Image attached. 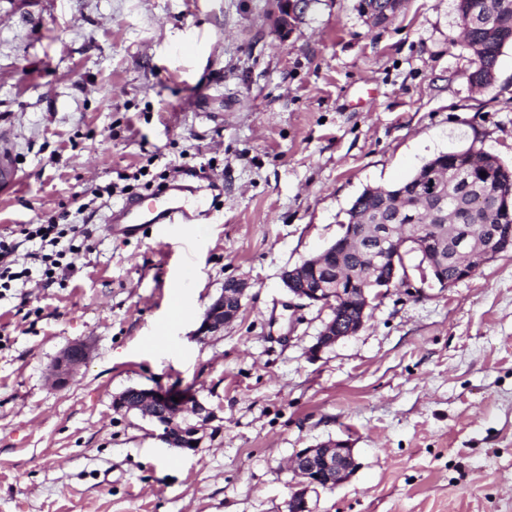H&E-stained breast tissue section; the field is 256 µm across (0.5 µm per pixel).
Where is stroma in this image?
Returning a JSON list of instances; mask_svg holds the SVG:
<instances>
[{"instance_id":"35a3bbf8","label":"stroma","mask_w":512,"mask_h":512,"mask_svg":"<svg viewBox=\"0 0 512 512\" xmlns=\"http://www.w3.org/2000/svg\"><path fill=\"white\" fill-rule=\"evenodd\" d=\"M277 15V0H0V133L20 175L0 236L61 214L92 229L72 273L0 294V512H285L295 450L347 438L357 468L314 512H512V252L449 288L407 255L410 285L315 358L330 312L281 280L364 189L468 148L512 167V44L478 88L455 0H407L378 26L359 0H311L285 39ZM177 165L203 167L223 208L175 239H112L122 198L96 188L140 192ZM229 279L250 284L239 317L197 339ZM176 299L191 315L157 339ZM82 340L89 360L57 386L51 363ZM151 386L214 410L199 448L114 408Z\"/></svg>"}]
</instances>
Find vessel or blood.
Instances as JSON below:
<instances>
[{"label": "vessel or blood", "instance_id": "vessel-or-blood-1", "mask_svg": "<svg viewBox=\"0 0 512 512\" xmlns=\"http://www.w3.org/2000/svg\"><path fill=\"white\" fill-rule=\"evenodd\" d=\"M216 195L173 180L159 194V201L149 205L140 199L125 201L107 217L106 231L116 240L138 236L147 225H156L168 236H179L183 225L195 223L205 213L217 208Z\"/></svg>", "mask_w": 512, "mask_h": 512}]
</instances>
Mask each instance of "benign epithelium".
Returning <instances> with one entry per match:
<instances>
[{"label":"benign epithelium","mask_w":512,"mask_h":512,"mask_svg":"<svg viewBox=\"0 0 512 512\" xmlns=\"http://www.w3.org/2000/svg\"><path fill=\"white\" fill-rule=\"evenodd\" d=\"M306 7V0H279V16L277 28L282 37H287L293 30L296 21ZM401 241L393 240L391 229L379 230L376 234L378 247L384 255L390 257L392 275L390 278L369 279V287L358 289L356 300L361 307L359 316L351 321L343 322L330 316L323 329L311 347L310 354L315 356L324 349L331 347L342 338L356 335L364 326L366 310L370 305V297H378L386 290L396 285L398 279H407L405 264V247L410 245L412 250L422 248L420 229L410 225L400 226ZM336 253V244H331L314 260L291 269L282 274V280L288 291L299 299H304L312 305H321L334 310L336 301L346 298L343 289L336 287L334 280H318L310 285L298 287L299 280L307 274L308 269L318 270L325 259ZM498 252L492 244L481 249H469L464 258L457 263L459 280L470 278V270L474 266H483ZM422 282L432 281L442 288L449 287L439 271V264L434 260L424 261L417 266ZM250 284L242 280H228L220 296L205 310L197 336L206 339L224 332V327L233 322L242 309V301ZM90 355L89 348L84 343H74L66 348L56 360L52 369V378L57 384L69 382L86 363ZM178 401H173V398ZM114 407L118 410H135L142 417L149 418L163 428L161 438L172 448L183 451H194L200 446L202 437L199 436L200 426L188 421L194 416L205 424L214 418V412L208 408L196 394L181 395L175 391L160 386L153 388L132 387L125 390L114 399ZM356 467L351 440H329L309 448H301L294 452L289 468L300 478L297 489L286 501V512H313L309 496L319 490L334 489L343 484Z\"/></svg>","instance_id":"obj_1"}]
</instances>
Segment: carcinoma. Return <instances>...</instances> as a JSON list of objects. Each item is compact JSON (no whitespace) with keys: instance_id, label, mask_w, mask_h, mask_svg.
<instances>
[{"instance_id":"carcinoma-1","label":"carcinoma","mask_w":512,"mask_h":512,"mask_svg":"<svg viewBox=\"0 0 512 512\" xmlns=\"http://www.w3.org/2000/svg\"><path fill=\"white\" fill-rule=\"evenodd\" d=\"M459 21L471 24L470 53L475 69L470 76L497 63L503 36L512 34V0H455ZM483 168L478 161L454 153H442L425 164L406 182L390 187L365 189L347 210V222L379 227L381 224H423L434 227L431 254L443 260L442 274L448 280L456 275L453 256L456 250L474 246L488 225L501 229L499 241L512 239V212L503 209L504 199L512 195V169L503 165ZM447 177V201L429 193L432 178ZM371 257L362 249L342 242L336 245L331 267L342 278H356L367 287L365 268Z\"/></svg>"}]
</instances>
